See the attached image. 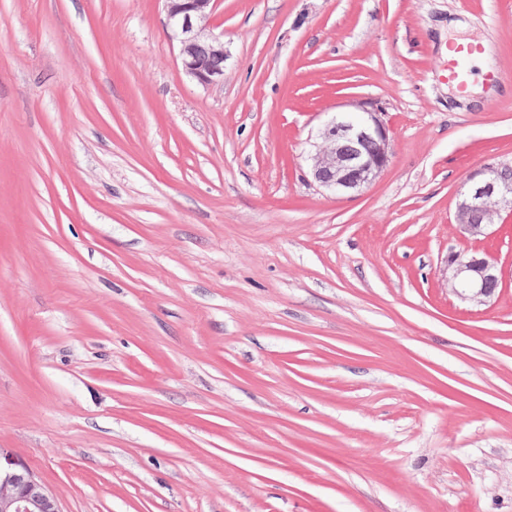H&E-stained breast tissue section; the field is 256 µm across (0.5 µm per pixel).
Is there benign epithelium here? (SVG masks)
I'll use <instances>...</instances> for the list:
<instances>
[{
	"mask_svg": "<svg viewBox=\"0 0 512 512\" xmlns=\"http://www.w3.org/2000/svg\"><path fill=\"white\" fill-rule=\"evenodd\" d=\"M166 28L177 41L185 73L208 86L224 79V42L209 31L214 0H163ZM321 145L310 155L314 180L336 195L369 186L391 160L389 129L378 113L335 114L319 131ZM508 166L488 165L467 176L456 207L459 235L477 238L496 224L503 208L512 209ZM479 213L482 223L472 222ZM443 275L450 292L463 302L484 304L501 288L502 272L487 257L448 252ZM0 512H60L53 494L11 453L0 452Z\"/></svg>",
	"mask_w": 512,
	"mask_h": 512,
	"instance_id": "obj_1",
	"label": "benign epithelium"
}]
</instances>
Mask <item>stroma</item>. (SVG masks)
<instances>
[{
    "label": "stroma",
    "mask_w": 512,
    "mask_h": 512,
    "mask_svg": "<svg viewBox=\"0 0 512 512\" xmlns=\"http://www.w3.org/2000/svg\"><path fill=\"white\" fill-rule=\"evenodd\" d=\"M224 80L162 0H0V448L60 512H512V0H217ZM484 44L481 91L449 83ZM373 104L361 192L307 160ZM497 260L483 305L449 251ZM511 166L488 165L467 176V189L460 195L456 207V226L459 235L477 238L486 234L496 223L502 208L512 209ZM474 213H480L482 223L472 222Z\"/></svg>",
    "instance_id": "stroma-1"
}]
</instances>
